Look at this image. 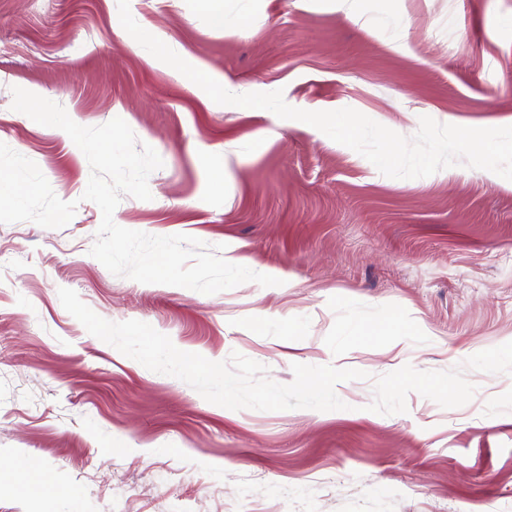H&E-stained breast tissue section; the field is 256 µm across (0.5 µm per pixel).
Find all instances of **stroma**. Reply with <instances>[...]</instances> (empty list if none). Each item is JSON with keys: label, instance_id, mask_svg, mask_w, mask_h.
Returning <instances> with one entry per match:
<instances>
[{"label": "stroma", "instance_id": "obj_1", "mask_svg": "<svg viewBox=\"0 0 512 512\" xmlns=\"http://www.w3.org/2000/svg\"><path fill=\"white\" fill-rule=\"evenodd\" d=\"M130 0L134 19L239 93L353 108L404 135L423 116L512 126V0ZM113 0H0V143L77 205L63 228L0 224V512H512V180L462 165L383 175L316 128L219 105L145 65ZM20 87L83 126L122 118L163 161L113 220L246 255L279 278L206 295L113 275L90 255L91 169ZM69 288L111 322L185 352L364 371L341 410H230L89 334ZM200 2L202 9L212 17L214 22L220 25H226L227 23L241 24L245 20V15L243 13H238L237 15L230 17V15L224 11L223 0H201Z\"/></svg>", "mask_w": 512, "mask_h": 512}]
</instances>
